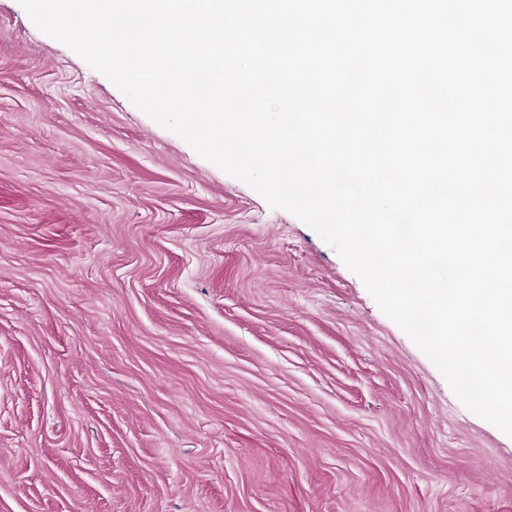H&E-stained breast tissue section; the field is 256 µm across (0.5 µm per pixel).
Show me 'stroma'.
Masks as SVG:
<instances>
[{
    "mask_svg": "<svg viewBox=\"0 0 512 512\" xmlns=\"http://www.w3.org/2000/svg\"><path fill=\"white\" fill-rule=\"evenodd\" d=\"M0 512H512L308 225L0 0Z\"/></svg>",
    "mask_w": 512,
    "mask_h": 512,
    "instance_id": "1",
    "label": "stroma"
}]
</instances>
